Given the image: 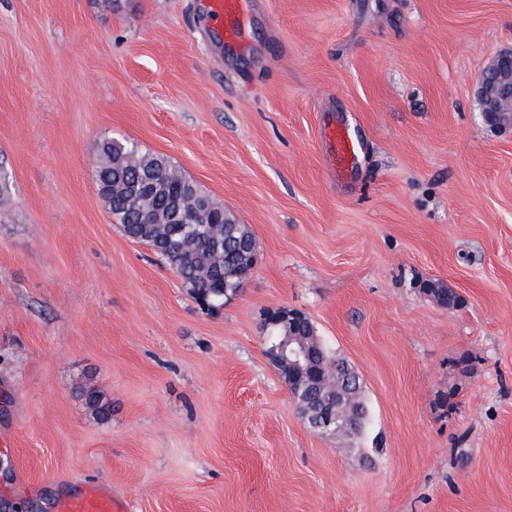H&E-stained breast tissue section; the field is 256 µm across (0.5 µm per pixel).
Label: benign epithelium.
Instances as JSON below:
<instances>
[{
  "label": "benign epithelium",
  "instance_id": "obj_1",
  "mask_svg": "<svg viewBox=\"0 0 512 512\" xmlns=\"http://www.w3.org/2000/svg\"><path fill=\"white\" fill-rule=\"evenodd\" d=\"M476 94L485 121L496 128L512 127V47L497 51L476 78ZM300 316L286 307L278 309L274 320H265L262 332ZM267 356L288 373L299 375L289 390L291 398L303 403L302 415L307 426L320 435L350 434L357 425L352 394L358 380L342 368L319 365L307 341L288 330L268 350Z\"/></svg>",
  "mask_w": 512,
  "mask_h": 512
}]
</instances>
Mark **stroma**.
<instances>
[{"label": "stroma", "instance_id": "obj_1", "mask_svg": "<svg viewBox=\"0 0 512 512\" xmlns=\"http://www.w3.org/2000/svg\"><path fill=\"white\" fill-rule=\"evenodd\" d=\"M511 44L512 0H253L231 49L209 0H0V512L88 480L129 512H512V128L475 92ZM111 136L249 225L238 297L203 310L113 222ZM281 307L357 371L363 434L305 424ZM324 141L329 163L336 176L347 175L354 167L359 144L354 141L342 124L330 125L325 129ZM80 398L85 408L99 420L108 419L111 410L109 402L104 400L103 395L94 387L82 389Z\"/></svg>", "mask_w": 512, "mask_h": 512}]
</instances>
